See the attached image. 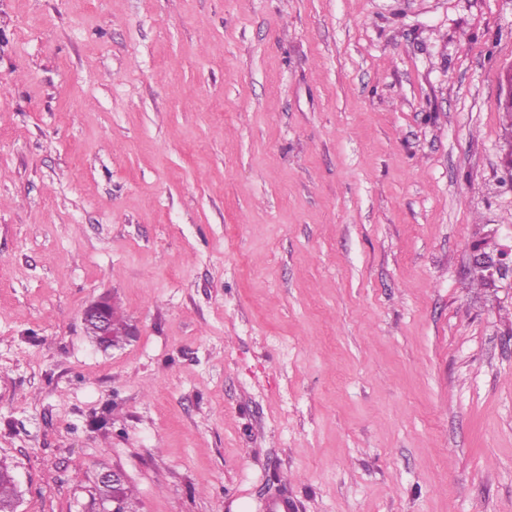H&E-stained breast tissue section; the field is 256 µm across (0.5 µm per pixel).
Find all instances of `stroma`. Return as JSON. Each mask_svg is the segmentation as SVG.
I'll list each match as a JSON object with an SVG mask.
<instances>
[{
  "label": "stroma",
  "mask_w": 512,
  "mask_h": 512,
  "mask_svg": "<svg viewBox=\"0 0 512 512\" xmlns=\"http://www.w3.org/2000/svg\"><path fill=\"white\" fill-rule=\"evenodd\" d=\"M509 69L512 0H0L15 512H512ZM110 316L117 322H123L114 308L112 310L110 301L101 299L88 305L83 311L82 317L86 329L91 333L93 332L95 336H100L101 342L107 345L111 339L113 342L117 336H124L126 333V327L123 324L113 322ZM98 485L103 488L112 487L110 490H102L99 488V497L101 500L108 499L112 497V506L108 501L100 502V510L99 512H125V509H129L131 512L132 509V502H131V494L132 490L130 487L125 486L127 481L124 472L120 468H112V470H108L105 472H102L98 476ZM122 488V500H123V506L125 509H122V504L118 500L116 496V491L121 486ZM109 504L111 508L107 505Z\"/></svg>",
  "instance_id": "35a3bbf8"
}]
</instances>
